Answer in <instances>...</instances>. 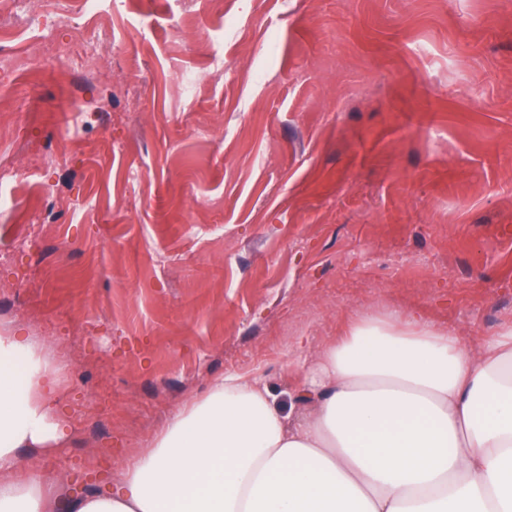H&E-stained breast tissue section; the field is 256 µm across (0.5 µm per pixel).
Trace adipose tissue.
Returning <instances> with one entry per match:
<instances>
[{
  "mask_svg": "<svg viewBox=\"0 0 512 512\" xmlns=\"http://www.w3.org/2000/svg\"><path fill=\"white\" fill-rule=\"evenodd\" d=\"M368 316L277 407L231 373L174 413L101 493L44 495L17 451L62 438L38 345L0 334V512H512V325L470 353L430 325Z\"/></svg>",
  "mask_w": 512,
  "mask_h": 512,
  "instance_id": "1",
  "label": "adipose tissue"
}]
</instances>
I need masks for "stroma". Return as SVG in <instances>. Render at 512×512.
Listing matches in <instances>:
<instances>
[{"label": "stroma", "instance_id": "35a3bbf8", "mask_svg": "<svg viewBox=\"0 0 512 512\" xmlns=\"http://www.w3.org/2000/svg\"><path fill=\"white\" fill-rule=\"evenodd\" d=\"M0 29L58 53L0 69V167L36 166L0 184V333L71 368L21 475L104 489L230 373L287 406L368 315L474 353L512 325V0H0ZM23 56H14L9 54L2 56L1 58H11L14 64L23 70L34 68L36 65L46 66L47 64L54 62L57 54L52 47L47 37H43L40 40H36L30 45Z\"/></svg>", "mask_w": 512, "mask_h": 512}]
</instances>
